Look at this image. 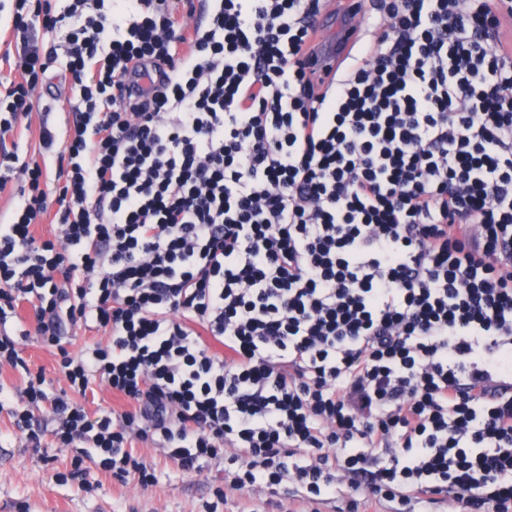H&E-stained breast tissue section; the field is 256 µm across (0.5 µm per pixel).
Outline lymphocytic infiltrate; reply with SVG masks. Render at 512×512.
<instances>
[{"instance_id":"obj_1","label":"lymphocytic infiltrate","mask_w":512,"mask_h":512,"mask_svg":"<svg viewBox=\"0 0 512 512\" xmlns=\"http://www.w3.org/2000/svg\"><path fill=\"white\" fill-rule=\"evenodd\" d=\"M13 2L0 134L28 128L60 25L73 114L35 158L0 151V187L27 184L0 224V366L23 377L0 411L28 447L74 449V480L89 446L154 483L137 439L186 474L228 460L233 491L512 512V33L488 0H370L380 32L322 76V0H210L194 27L172 0ZM80 322L108 341L74 356ZM96 383L124 408L89 415ZM24 356L28 360L32 371L42 370L46 378L52 384V390L59 392L67 389V381L58 370L57 356L34 341H29L25 346Z\"/></svg>"}]
</instances>
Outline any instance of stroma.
<instances>
[{"instance_id": "obj_1", "label": "stroma", "mask_w": 512, "mask_h": 512, "mask_svg": "<svg viewBox=\"0 0 512 512\" xmlns=\"http://www.w3.org/2000/svg\"><path fill=\"white\" fill-rule=\"evenodd\" d=\"M61 62H53L37 93L51 105L49 122L64 129L72 121L66 102ZM135 453L146 456L156 469V482L141 488L135 481L113 479L110 472L88 458L85 480L59 481L58 473L71 468L69 451L45 443L41 451L26 448L8 412H0V512H336L334 504H314L294 496L291 486L232 492L220 499L224 469L213 465L199 474L181 472L176 464L139 442Z\"/></svg>"}]
</instances>
